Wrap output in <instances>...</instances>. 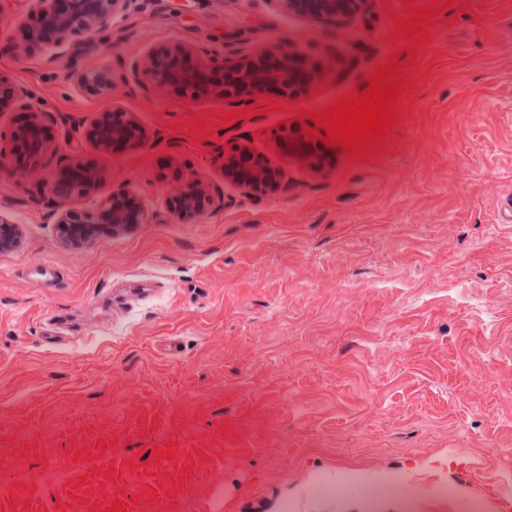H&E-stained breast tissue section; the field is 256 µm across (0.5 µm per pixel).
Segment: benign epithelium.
I'll list each match as a JSON object with an SVG mask.
<instances>
[{
	"label": "benign epithelium",
	"mask_w": 512,
	"mask_h": 512,
	"mask_svg": "<svg viewBox=\"0 0 512 512\" xmlns=\"http://www.w3.org/2000/svg\"><path fill=\"white\" fill-rule=\"evenodd\" d=\"M132 0H34L21 25L19 48L32 51L66 44L79 54L90 36L103 30L112 16L129 7ZM298 16L340 21L349 17L361 0H281ZM302 56L286 47L270 46L254 55L216 56L204 48L182 42L152 48L132 61L125 79L142 88L166 89L195 98L251 97L273 88L281 93L300 87L298 60ZM77 85L97 94L112 89V73L72 70ZM0 112H15L11 127L0 130V169L27 175L37 171L56 151V133L66 120L43 106L30 103L29 92L0 74ZM87 141L101 154L135 149L147 140L146 129L125 107L116 103L101 113L85 132ZM332 155L317 141L296 128H282L271 152H257L248 143H236L224 151L219 173L223 182L253 198L273 197L288 189V162L303 165L321 175ZM170 184L167 213L178 223L192 222L215 204L216 195L196 175H186L178 166L160 171ZM107 171L91 159L76 158L56 165L46 184L51 197L47 206L55 217L61 242L80 250L102 234L123 235L147 222L142 201L124 191L103 192ZM98 197L92 209L68 207L56 210L54 199L83 200ZM22 242L21 225L0 216V252L12 251Z\"/></svg>",
	"instance_id": "benign-epithelium-1"
}]
</instances>
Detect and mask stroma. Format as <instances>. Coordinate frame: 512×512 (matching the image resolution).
I'll return each mask as SVG.
<instances>
[{
    "mask_svg": "<svg viewBox=\"0 0 512 512\" xmlns=\"http://www.w3.org/2000/svg\"><path fill=\"white\" fill-rule=\"evenodd\" d=\"M430 0H364L341 22L280 0H133L78 66L108 70L90 94L67 55L20 50L33 0H0V73L70 117L58 160L97 158L110 191L149 219L64 246L29 178L0 172V215L23 241L0 252V512H500L512 474V0H454L402 66L390 140L334 153L321 176L289 164L287 193L222 200L188 224L166 210L164 162L207 179L229 141L269 151L284 125L363 87L394 17ZM180 41L235 56L273 44L313 80L255 97L237 123L221 98L141 91L121 78ZM144 145L95 154L84 130L113 102ZM204 118L203 136L193 122ZM167 457H159L162 449ZM83 458H76V451ZM66 477L58 487L47 469ZM399 482L365 500L360 487ZM448 483L450 494H429ZM77 85L89 93L97 94L102 91L112 90L111 72L77 71L72 69V75Z\"/></svg>",
    "mask_w": 512,
    "mask_h": 512,
    "instance_id": "obj_1",
    "label": "stroma"
}]
</instances>
